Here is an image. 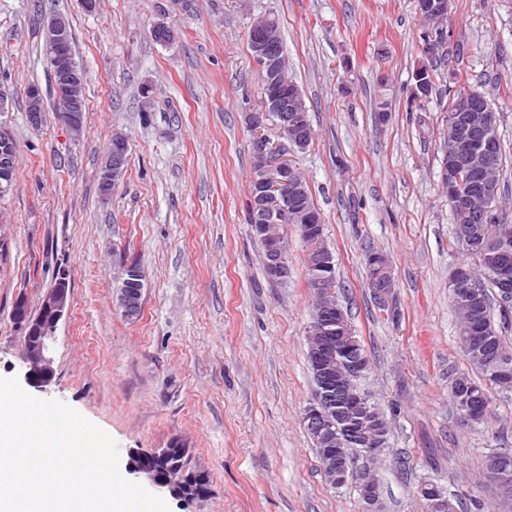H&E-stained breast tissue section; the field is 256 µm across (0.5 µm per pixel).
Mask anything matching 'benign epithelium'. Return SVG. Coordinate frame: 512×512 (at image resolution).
Instances as JSON below:
<instances>
[{"mask_svg": "<svg viewBox=\"0 0 512 512\" xmlns=\"http://www.w3.org/2000/svg\"><path fill=\"white\" fill-rule=\"evenodd\" d=\"M419 13L443 20L448 17L451 0H417ZM277 22L267 17L251 28V58L261 78L265 91L263 111L252 117L250 149L257 160L256 174L250 187V222L264 247V264L272 276L288 277L289 266L285 246L278 232L276 215L290 207L300 215L301 227L310 231L316 216L305 202L304 179L284 159V151L274 145L264 134L263 128L271 117L277 118L280 129L293 131L291 146L297 151L306 150L313 139L308 128L297 94L284 93L281 85L287 80L286 66L276 48ZM449 33L447 28H432L422 49L435 55L445 45ZM45 42L52 52L51 67L56 100L64 112V124L70 134L77 138L82 132L80 114L86 72L68 53L69 25L62 17H52L47 23ZM28 120L39 128L44 123L41 107L42 94L39 88L27 91ZM478 96L466 97L448 120V144L441 171V183L450 188L465 174L471 182L470 191L455 202L460 223L471 228L460 236V243L469 250L482 254L483 265L479 274H469L461 279L454 276L449 281L452 289L462 288L461 298L470 300L478 296L484 281L498 282V299L503 307L512 304V244L506 240H488L481 229L473 226L482 216L489 215L500 207V189L490 175L493 163L491 132L493 124L489 113L477 105ZM11 133L0 124V190L6 191L11 183V167L15 148L10 145ZM128 162V142L125 136L116 134L112 138V153L100 175L101 191L108 194L125 172ZM320 239L310 243L307 253V271L313 282L312 291L317 304L307 328V340L313 357L318 379L336 376V387L350 402L363 406L364 393L356 384L364 367L360 353L361 342L354 335L348 322L334 317L333 281L335 275L323 276V271L333 270L332 257L319 248ZM370 282L383 290L389 286L385 264L377 262L369 267ZM144 272L136 264L124 266V277L120 286L119 306L123 315L133 317L140 309ZM70 305V286L60 279L42 299L39 311L31 315L25 301L15 302L11 317L24 330L25 380L35 388L48 386L55 375L53 367V344L56 341L58 323ZM490 372L502 385L512 382V362L497 355L482 358ZM320 399L308 407L305 421L319 439L334 443L333 421L317 409ZM187 449L161 448L153 452L131 451L128 469L147 479L156 487L165 488L186 503L200 501L208 494L206 478L196 475V480L186 479L187 464L184 460ZM323 471L336 477V468L347 475L360 478L366 500H371L377 481L365 471H356L353 464L346 463L341 449L330 451L323 457Z\"/></svg>", "mask_w": 512, "mask_h": 512, "instance_id": "7a95c632", "label": "benign epithelium"}]
</instances>
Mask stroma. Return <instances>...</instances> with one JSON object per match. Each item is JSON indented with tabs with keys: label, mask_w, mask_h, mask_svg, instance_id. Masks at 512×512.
<instances>
[{
	"label": "stroma",
	"mask_w": 512,
	"mask_h": 512,
	"mask_svg": "<svg viewBox=\"0 0 512 512\" xmlns=\"http://www.w3.org/2000/svg\"><path fill=\"white\" fill-rule=\"evenodd\" d=\"M270 13L314 130L288 160L322 213L334 295L369 360L357 385L389 422L384 512H424L425 479L463 512H512L485 470L493 450H512V391H492L477 427L448 395L449 368H469L448 293L469 259L440 182L448 83L413 96L416 70L434 66L491 101L511 224L512 0H452L451 37L432 58L417 0H100L92 13L79 0H0V88L18 147L0 197V377L25 373L15 301L37 310L66 273L55 376L35 395L76 409L120 455L188 449L211 494L192 506L167 496L170 512H366L355 481L326 480L304 425L307 247L281 225L290 272L273 278L248 221L249 116L262 99L247 32ZM55 15L87 75L78 138L55 118L36 129L26 117L28 88H49L44 25ZM158 23L172 42L152 39ZM117 133L127 169L105 197L99 174ZM371 252L385 259L382 293L369 284ZM131 262L145 280L128 318L117 294Z\"/></svg>",
	"instance_id": "stroma-1"
}]
</instances>
